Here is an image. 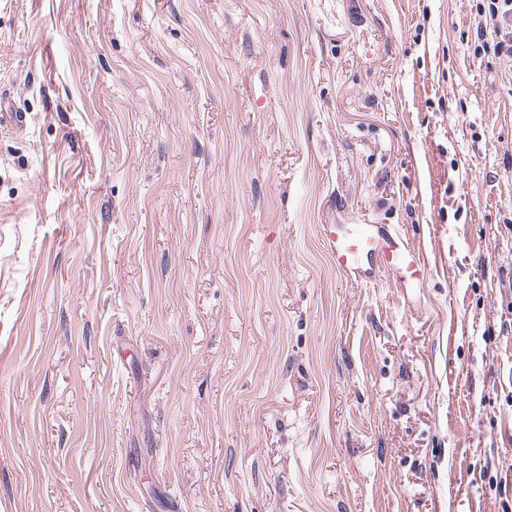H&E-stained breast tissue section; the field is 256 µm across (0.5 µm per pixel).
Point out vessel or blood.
I'll return each mask as SVG.
<instances>
[{"label":"vessel or blood","mask_w":512,"mask_h":512,"mask_svg":"<svg viewBox=\"0 0 512 512\" xmlns=\"http://www.w3.org/2000/svg\"><path fill=\"white\" fill-rule=\"evenodd\" d=\"M319 236L333 267L345 278L370 283L390 274L396 287L424 284L430 265L388 224H323Z\"/></svg>","instance_id":"vessel-or-blood-1"}]
</instances>
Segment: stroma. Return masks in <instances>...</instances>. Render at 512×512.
Returning a JSON list of instances; mask_svg holds the SVG:
<instances>
[{"mask_svg":"<svg viewBox=\"0 0 512 512\" xmlns=\"http://www.w3.org/2000/svg\"><path fill=\"white\" fill-rule=\"evenodd\" d=\"M472 0H0V512H502L512 60ZM391 224L422 300L333 270Z\"/></svg>","mask_w":512,"mask_h":512,"instance_id":"stroma-1","label":"stroma"}]
</instances>
